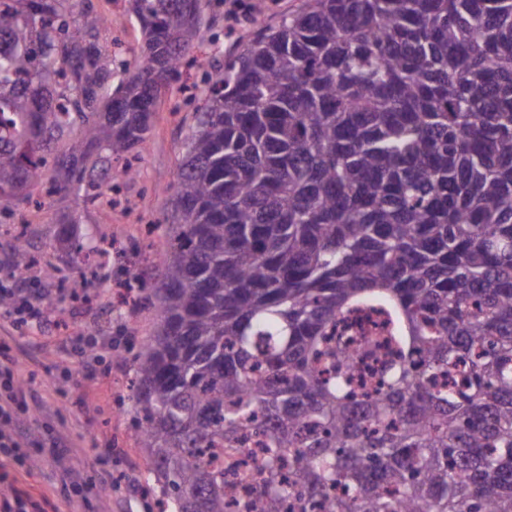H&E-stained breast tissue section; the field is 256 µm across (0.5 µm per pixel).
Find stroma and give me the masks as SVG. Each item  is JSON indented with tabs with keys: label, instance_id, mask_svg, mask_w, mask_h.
I'll return each instance as SVG.
<instances>
[{
	"label": "stroma",
	"instance_id": "obj_1",
	"mask_svg": "<svg viewBox=\"0 0 512 512\" xmlns=\"http://www.w3.org/2000/svg\"><path fill=\"white\" fill-rule=\"evenodd\" d=\"M305 0H265L262 13L238 25L225 19L221 0L207 13L205 35L221 53L214 64L240 54L258 29L275 26L284 13ZM111 14L101 43L119 41L115 53L129 58L140 49V31L130 22L129 0H94ZM206 72L194 69L184 88L166 92L149 138L140 145V174L113 194L111 204L75 203L54 198L52 213H66L58 224L52 213L0 209V272L13 269L16 241H23L36 263L27 275L32 294L57 303L45 324L16 322L0 313V352L18 363L25 403L16 408L12 429L21 434L20 457L0 470V494L15 486L31 488L33 512H144L148 459L135 439L129 383L142 336L155 321L150 303L160 280V259L168 244L154 220L170 207L165 189L177 173L184 140L206 89ZM89 238L112 241L108 256L75 264L61 243ZM87 281V295L65 298L68 284ZM87 336L73 349L68 335ZM58 448L46 450L49 440Z\"/></svg>",
	"mask_w": 512,
	"mask_h": 512
}]
</instances>
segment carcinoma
Here are the masks:
<instances>
[{
  "instance_id": "cac0c4a2",
  "label": "carcinoma",
  "mask_w": 512,
  "mask_h": 512,
  "mask_svg": "<svg viewBox=\"0 0 512 512\" xmlns=\"http://www.w3.org/2000/svg\"><path fill=\"white\" fill-rule=\"evenodd\" d=\"M209 7L132 0L116 67L93 0H0V203L137 175ZM207 77L132 382L159 512H512V0H306Z\"/></svg>"
}]
</instances>
